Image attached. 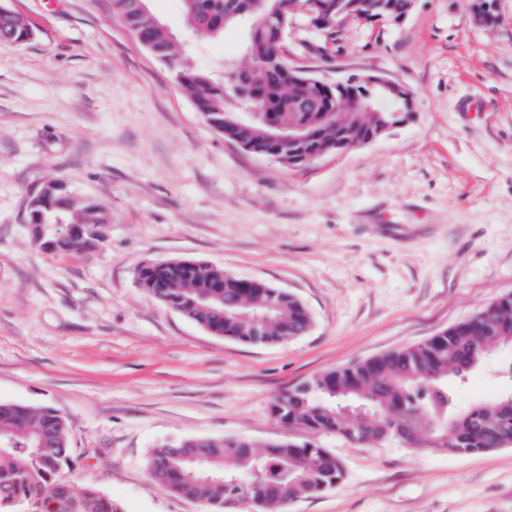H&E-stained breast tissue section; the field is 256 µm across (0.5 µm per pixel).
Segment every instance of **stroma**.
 Masks as SVG:
<instances>
[{
    "mask_svg": "<svg viewBox=\"0 0 512 512\" xmlns=\"http://www.w3.org/2000/svg\"><path fill=\"white\" fill-rule=\"evenodd\" d=\"M33 29L0 42V403L69 425L74 488L125 512H211L150 478L153 449L183 440L312 441L342 485L288 512H512V446L460 456L392 440L356 444L270 414L312 377L405 348L512 292V0L499 26L468 0H417L402 24L351 20L322 61L291 18V64L335 82L375 73L415 112L374 141L291 168L212 130L112 0H7ZM251 19L189 37L214 73L242 63ZM54 179L108 211L97 248L47 252L26 201ZM201 259L286 289L313 326L249 346L149 296L143 264ZM504 349L456 388L458 407L512 388Z\"/></svg>",
    "mask_w": 512,
    "mask_h": 512,
    "instance_id": "obj_1",
    "label": "stroma"
}]
</instances>
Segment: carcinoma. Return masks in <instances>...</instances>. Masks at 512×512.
I'll return each instance as SVG.
<instances>
[{"mask_svg":"<svg viewBox=\"0 0 512 512\" xmlns=\"http://www.w3.org/2000/svg\"><path fill=\"white\" fill-rule=\"evenodd\" d=\"M187 24L218 36L242 19L235 0H179ZM307 0H266L262 22L249 30L253 94L270 104L284 127L304 126L306 139L280 152V162L322 150L338 141H357L390 119L397 108L388 98L371 99V111L336 110L334 88L319 91L310 76L274 57L270 25L290 21V7ZM144 46L174 72L177 84L191 95L205 119L220 121L219 133L231 142L248 144L257 153L269 150L264 123L241 121L253 101L239 98L191 58L176 49L163 23L147 20L139 0H112ZM23 16L0 11V41L17 43L29 35ZM40 199L28 197L27 221L40 224L59 217L67 224H108L110 215L79 197L57 180L42 185ZM210 333L250 345L304 335L312 326L307 307L294 295L269 283L240 277L203 260L188 267L166 266L150 273L141 287L154 294L159 285ZM492 345L512 347V293L500 296L476 315L411 347L393 350L318 375L278 394L270 404L272 417L312 432H332L349 441L395 439L397 428L408 429L410 451L445 450L458 455L490 452L512 441V391L464 411L455 407L451 384L482 366ZM354 397L371 413L351 420L336 408V398ZM69 427L48 407L0 403V512H124L112 498L86 488L72 491L62 478L69 465ZM153 482L224 512L233 501L247 498L254 512H286L281 497L301 499L343 482L340 460L311 442L280 441L259 445L247 439L157 446L150 459Z\"/></svg>","mask_w":512,"mask_h":512,"instance_id":"1","label":"carcinoma"}]
</instances>
